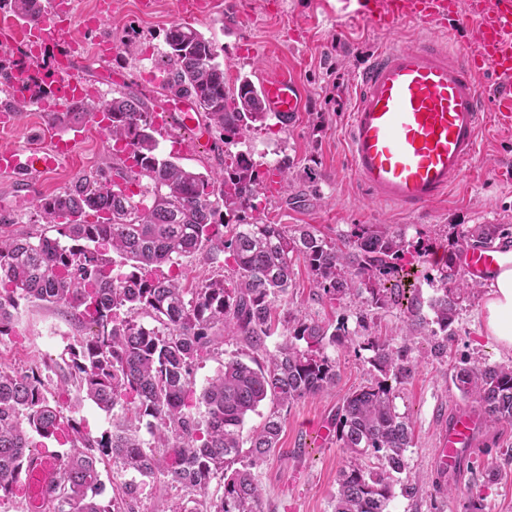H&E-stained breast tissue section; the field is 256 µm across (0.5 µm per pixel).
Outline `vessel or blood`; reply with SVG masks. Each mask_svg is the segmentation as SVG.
Masks as SVG:
<instances>
[{
	"label": "vessel or blood",
	"mask_w": 512,
	"mask_h": 512,
	"mask_svg": "<svg viewBox=\"0 0 512 512\" xmlns=\"http://www.w3.org/2000/svg\"><path fill=\"white\" fill-rule=\"evenodd\" d=\"M354 15L378 34L390 35L402 23H420L431 33L413 46L380 47L361 71L357 94L348 115V158L355 179L367 194L391 203L406 214L446 197L480 150L492 117L512 120V0H472L461 11L458 0H358ZM474 31L477 46L462 54L446 50L437 34ZM0 45L20 47L38 58L53 50L56 62L47 91L38 107L58 101L83 100L82 80L68 64L80 50L67 12L56 11L35 23L0 20ZM490 76L495 89L484 96L480 81ZM262 96L275 120L294 123L304 109V90L294 68L282 67L266 76ZM194 102L175 98L156 112L160 130L172 122L189 129L181 149L208 147L199 131ZM72 140H56L53 148L0 149L1 174H45L72 152ZM464 271L491 283L505 264L502 251L467 249L460 255ZM482 415L473 409L451 413L439 438L436 460L456 475L477 445ZM60 455H31L20 485L29 512H42L49 489L61 467Z\"/></svg>",
	"instance_id": "vessel-or-blood-1"
}]
</instances>
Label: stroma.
Instances as JSON below:
<instances>
[{
	"mask_svg": "<svg viewBox=\"0 0 512 512\" xmlns=\"http://www.w3.org/2000/svg\"><path fill=\"white\" fill-rule=\"evenodd\" d=\"M179 21L176 0H157L149 14L140 11L138 0H112V13L99 27L77 28L85 48L76 68L92 88V100L102 103L131 87L152 99L156 108L166 106L167 97L158 92L161 77L149 76L148 71L160 65L168 50L165 34ZM192 25L223 45L219 61L227 81L246 76L257 83L288 66L296 69L304 88V110L293 124L251 132L243 143L263 165H275L285 157L294 162L297 179L292 194L264 199L261 218L290 227L309 224L329 239L350 224H394L410 238L416 230L440 234L452 224L512 225V127L490 128L469 170L444 199L418 214L402 213L361 189L348 163L345 123L357 75L381 36L345 15L341 0H273L267 6L262 0H220ZM104 38L114 46L106 57L95 51ZM246 42L252 45L253 56L241 55ZM48 127L47 111L29 107L7 130H0V148L46 144ZM111 164V140L100 124L88 122L71 162L43 175L0 173V216L11 220L14 231L28 230L41 198ZM307 168L316 186L312 195L306 194L301 177ZM293 272V286L280 303L281 314H316L332 322L362 305L358 299L340 306L316 302L303 261H295ZM487 294L483 288L463 302L447 354L436 355L428 342L418 345V365L396 388V405L413 424L415 446L406 457L408 476L418 481L420 491L413 497L396 493L390 512H512V422L482 431L478 453L455 477L441 474L434 464L439 429L451 412L468 403L453 384L455 366L464 361L512 362V347L501 345L484 329ZM75 334L63 309L21 302L10 335L0 337V360L20 371L45 365L49 377L58 379V364ZM332 354L338 365L335 387L284 411L279 447L256 469L264 512H332L337 472L347 458L336 442L310 445L309 432L318 424L335 425L344 397L371 378L369 351L337 347ZM491 468L500 472L493 483L486 476ZM100 471L104 499L118 496L124 485L135 486V512H167L188 497L181 488L159 489L150 479L108 460Z\"/></svg>",
	"mask_w": 512,
	"mask_h": 512,
	"instance_id": "1",
	"label": "stroma"
}]
</instances>
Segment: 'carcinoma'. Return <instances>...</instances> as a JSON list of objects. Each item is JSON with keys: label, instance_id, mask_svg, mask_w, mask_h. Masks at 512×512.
Here are the masks:
<instances>
[{"label": "carcinoma", "instance_id": "obj_1", "mask_svg": "<svg viewBox=\"0 0 512 512\" xmlns=\"http://www.w3.org/2000/svg\"><path fill=\"white\" fill-rule=\"evenodd\" d=\"M18 18L40 20L41 0H7ZM169 47L162 90L190 96L210 137L224 144V168L197 172L180 158L157 153L155 116L137 93L125 91L105 104L72 103L49 113V123L70 129L110 114L108 138L123 157L112 172L80 176L65 191L37 204V223L23 234L5 229L0 218V337L11 330L20 301H41L70 310L75 325L87 329L69 344L68 372L56 389L76 388L79 396L112 414V431L85 433L74 411L51 401L48 377L39 368L20 372L0 362V498L13 495L34 437L69 446L58 479L48 493L52 512H135V488L120 498L101 499L98 464L108 458L125 470L179 485L192 495L169 512H261L256 467L278 448L281 410L336 385L331 347L370 350L374 371L367 384L343 399L336 441L347 454L338 471L332 512H389L396 476L414 447L411 421L399 412L393 383L410 376L414 332L424 324L422 300L406 296L409 270L443 249L437 275L424 273L435 290L427 336L448 335L462 302L481 283L464 278L456 263L468 248L486 247L508 230L506 224H472L437 237L409 240L391 224H351L334 240L308 224L290 229L259 220L265 179L247 151L231 150L246 135L268 126L270 116L257 87L246 77L228 85L219 57L224 47L189 24L166 33ZM24 63H0V105L14 112L28 106L12 92V70ZM147 180L151 204L141 186ZM132 261V271L115 269L109 253ZM224 256L229 281L208 279L192 287L161 267L184 258L207 262ZM309 269L314 299L331 305L361 298L367 310L405 305L402 345L366 335L368 314L326 322L313 316L286 320L285 338L275 349L266 341L278 334L274 305L293 287L294 260ZM238 336L254 352L238 358L200 394L194 390L197 362ZM456 388L477 403L492 427L512 421V365L463 363L453 375ZM275 403L262 429L243 453L245 418L265 400ZM204 407L197 417L192 408ZM146 427L149 438L141 434ZM221 495H209L213 480Z\"/></svg>", "mask_w": 512, "mask_h": 512}]
</instances>
